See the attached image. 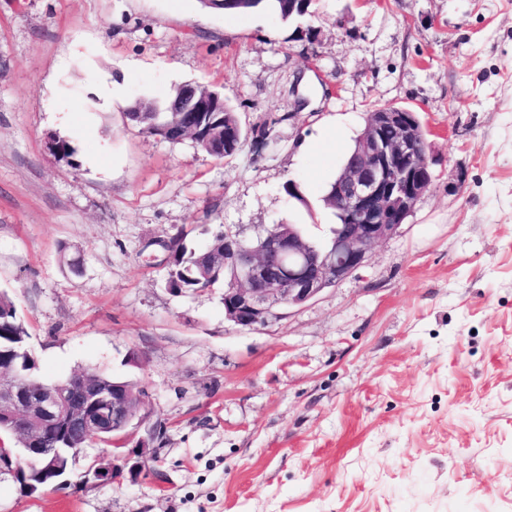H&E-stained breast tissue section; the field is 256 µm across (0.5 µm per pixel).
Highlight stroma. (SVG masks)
Wrapping results in <instances>:
<instances>
[{
	"instance_id": "35a3bbf8",
	"label": "stroma",
	"mask_w": 512,
	"mask_h": 512,
	"mask_svg": "<svg viewBox=\"0 0 512 512\" xmlns=\"http://www.w3.org/2000/svg\"><path fill=\"white\" fill-rule=\"evenodd\" d=\"M188 82L264 136L217 160L127 121ZM384 105L419 113L435 180L366 267L254 330L223 282L166 288L177 236L327 241L326 185ZM0 292L43 380L147 390L124 448L90 442L33 498L0 483V512H512V0H312L290 21L0 0ZM156 427L137 481L82 483Z\"/></svg>"
}]
</instances>
